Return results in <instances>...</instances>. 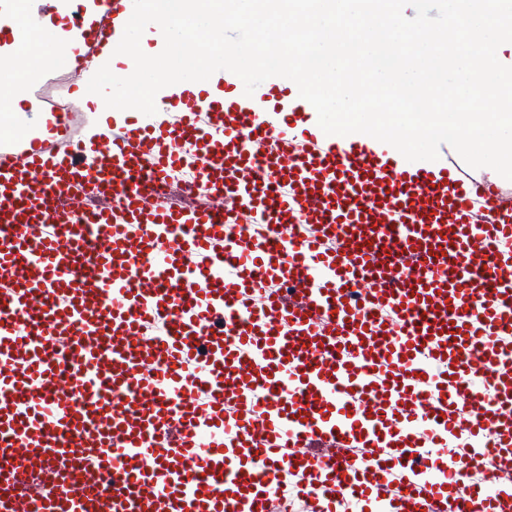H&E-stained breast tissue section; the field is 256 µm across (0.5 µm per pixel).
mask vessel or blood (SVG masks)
<instances>
[{
	"instance_id": "obj_1",
	"label": "vessel or blood",
	"mask_w": 512,
	"mask_h": 512,
	"mask_svg": "<svg viewBox=\"0 0 512 512\" xmlns=\"http://www.w3.org/2000/svg\"><path fill=\"white\" fill-rule=\"evenodd\" d=\"M70 4L75 89L133 0ZM156 107L0 130V512H512V186L276 79Z\"/></svg>"
}]
</instances>
